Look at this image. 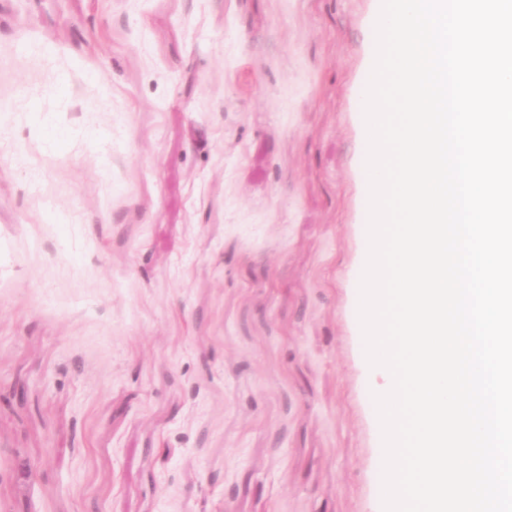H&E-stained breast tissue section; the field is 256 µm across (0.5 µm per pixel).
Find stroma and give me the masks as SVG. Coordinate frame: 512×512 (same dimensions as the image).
Here are the masks:
<instances>
[{"instance_id":"stroma-1","label":"stroma","mask_w":512,"mask_h":512,"mask_svg":"<svg viewBox=\"0 0 512 512\" xmlns=\"http://www.w3.org/2000/svg\"><path fill=\"white\" fill-rule=\"evenodd\" d=\"M378 3L0 0V512H382Z\"/></svg>"}]
</instances>
